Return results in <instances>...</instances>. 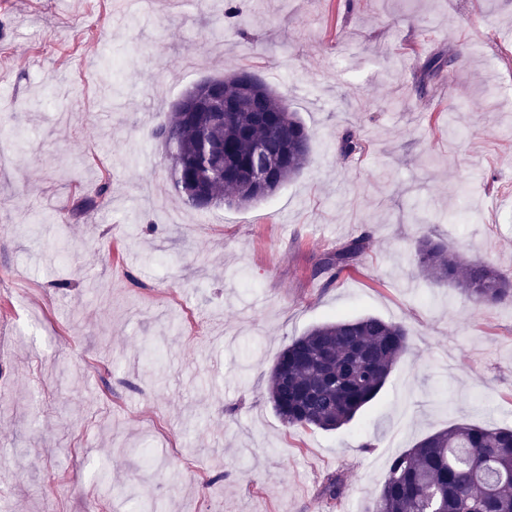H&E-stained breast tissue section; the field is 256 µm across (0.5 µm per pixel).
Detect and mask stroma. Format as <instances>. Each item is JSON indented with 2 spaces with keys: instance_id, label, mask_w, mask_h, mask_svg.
Instances as JSON below:
<instances>
[{
  "instance_id": "stroma-1",
  "label": "stroma",
  "mask_w": 512,
  "mask_h": 512,
  "mask_svg": "<svg viewBox=\"0 0 512 512\" xmlns=\"http://www.w3.org/2000/svg\"><path fill=\"white\" fill-rule=\"evenodd\" d=\"M226 4L0 0V512H367L425 436L512 426V303L410 262L427 235L512 278V0H236L243 37ZM238 68L299 113L310 162L188 208L153 132ZM360 235L355 267L315 275ZM361 315L410 354L352 424L285 426L282 348Z\"/></svg>"
}]
</instances>
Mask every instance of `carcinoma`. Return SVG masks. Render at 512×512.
Wrapping results in <instances>:
<instances>
[{
  "instance_id": "carcinoma-1",
  "label": "carcinoma",
  "mask_w": 512,
  "mask_h": 512,
  "mask_svg": "<svg viewBox=\"0 0 512 512\" xmlns=\"http://www.w3.org/2000/svg\"><path fill=\"white\" fill-rule=\"evenodd\" d=\"M230 106L242 91L225 77L215 84ZM171 149L169 167L175 194L188 207L230 205L241 191L240 169L251 165L256 144L273 142L282 154L279 166L256 200L274 194L307 166L311 133L297 113L284 111L281 97L262 83L251 88L246 105L224 113L221 125L208 112H170L161 128ZM222 148L225 166H208L203 142ZM341 152L362 149L356 132L341 140ZM367 236L350 239L321 259L325 271L338 274L356 265ZM414 266L440 284H450L476 305L512 300V280L496 267L466 261L447 243L422 237ZM410 350L400 323L373 315L329 320L293 338L280 352L267 393L276 414L291 427L323 431L351 423L385 386L392 369ZM342 479L331 476L321 496L336 502ZM369 512H512V428L454 423L393 457Z\"/></svg>"
}]
</instances>
